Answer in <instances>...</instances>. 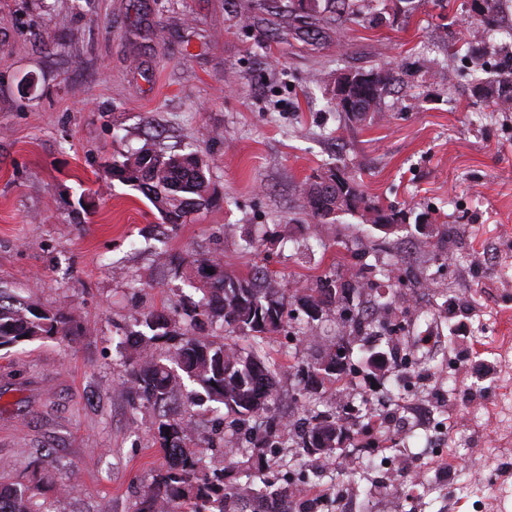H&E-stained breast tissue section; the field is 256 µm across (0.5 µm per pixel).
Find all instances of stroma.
<instances>
[{
	"label": "stroma",
	"instance_id": "obj_1",
	"mask_svg": "<svg viewBox=\"0 0 512 512\" xmlns=\"http://www.w3.org/2000/svg\"><path fill=\"white\" fill-rule=\"evenodd\" d=\"M296 0H0V284L61 306L75 336L0 350V484L28 486L41 512H134L165 459L156 415L121 390L135 307L173 312L198 281L191 259L243 275L266 265L286 292L332 272L385 285L413 270L389 319L393 344L435 354L374 370L385 341L357 339L358 371L305 394L350 327L329 313L306 336L273 334L270 458L298 463L290 429L308 410L362 408L347 468L321 460L299 492L316 512H512V109L472 81L512 61V0L490 34L481 0H366L359 23L322 12L304 34ZM381 70L386 110L339 118L336 77ZM195 150L215 200L161 233L141 193L107 179L144 142ZM401 211L392 232L357 213L318 223L307 182L333 167ZM451 227L442 236L443 227ZM433 412L416 428L409 408Z\"/></svg>",
	"mask_w": 512,
	"mask_h": 512
}]
</instances>
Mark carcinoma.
I'll return each instance as SVG.
<instances>
[{
  "label": "carcinoma",
  "mask_w": 512,
  "mask_h": 512,
  "mask_svg": "<svg viewBox=\"0 0 512 512\" xmlns=\"http://www.w3.org/2000/svg\"><path fill=\"white\" fill-rule=\"evenodd\" d=\"M320 10L336 13L341 20L359 21L354 0H298ZM390 78L374 80V73H361L353 104L362 114L382 111L383 95ZM502 104L512 103V64L498 70L487 81ZM108 177L139 190L157 210L161 227L176 229L194 211L212 202L209 168L198 152L165 153L147 144L122 155L112 163ZM306 204L321 224L336 217V203L350 212H359L367 221H397V212L385 208L365 195L358 179L321 190L312 183L304 189ZM200 277L199 299L187 295L181 311L174 314L148 311L134 317L136 341L127 358L131 366L125 389L133 405L158 411L155 442L167 456L166 466L155 475L152 486L144 492L134 512H294V493L290 480L270 492L250 498L232 482V470L212 468L196 451L198 444L187 435V424L171 406L178 388L189 383L196 387L195 397L213 403L218 425L238 434L236 450L248 455V463H257L263 471L268 452L277 447L278 423L270 416L277 391V363L261 354L267 335L284 328V314L294 317L299 333L313 331L316 319L299 305L304 299L325 312L339 310L358 336H384L393 332L385 324L369 322L360 328L356 317L362 310L354 295L365 288L358 281L342 282L336 274L318 277L312 286L292 295L278 288L275 276L264 265L245 277L229 272L221 259L198 257L192 260ZM221 322L228 333L220 345L205 336L206 327ZM75 328L74 317L61 307L43 308L25 302L19 295L0 289V349L57 336H69ZM252 340L249 349L239 347L232 337ZM340 367L320 372L315 365L297 363L314 391L325 382H339L342 376L356 372L353 350L339 356ZM354 409L340 413L313 411L294 432L302 455L312 460L337 454L336 441L342 435L352 439ZM314 448L328 452L314 453ZM32 494L27 489L0 487V512H33Z\"/></svg>",
  "instance_id": "1"
}]
</instances>
